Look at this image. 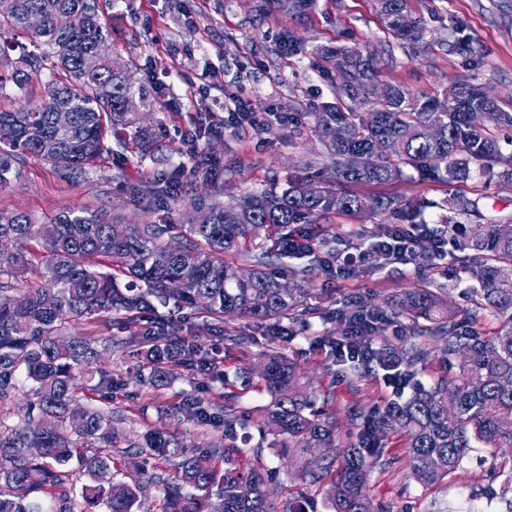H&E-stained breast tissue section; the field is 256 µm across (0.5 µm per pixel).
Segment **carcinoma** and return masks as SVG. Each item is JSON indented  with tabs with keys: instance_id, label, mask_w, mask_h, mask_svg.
<instances>
[{
	"instance_id": "carcinoma-1",
	"label": "carcinoma",
	"mask_w": 512,
	"mask_h": 512,
	"mask_svg": "<svg viewBox=\"0 0 512 512\" xmlns=\"http://www.w3.org/2000/svg\"><path fill=\"white\" fill-rule=\"evenodd\" d=\"M0 14V31L28 37L37 52L21 58L11 82L26 91L32 75L52 61L53 74L39 105L16 112L0 111V186L31 155L51 164L67 179H84L106 154L161 161L157 127L143 125L124 108L134 95L147 112L157 104V89L136 78L127 65L121 71L102 66L93 74L82 68L88 53L106 62L116 56L112 33L103 21L99 0H13ZM283 10L304 16L314 0H278ZM392 35L417 51L426 43L427 27L407 10V0H376ZM72 16L69 30L59 31L56 16ZM31 13L43 25L26 23ZM318 57L332 64L335 97L311 107V127L325 154L299 161L303 174L286 186L271 185L241 197L234 204L206 202L201 224H127L117 238L111 226L122 219L104 209H69L49 219L55 234L45 237L32 218L0 211V402L25 373L30 399L9 423L0 413V512H73L75 495L66 468L75 461L87 478L80 497L82 512H137L141 481L118 478L112 448L118 434L112 425V377L100 375L93 390L102 401L77 400L79 377L91 382L93 365L112 348L139 346V381L155 389L171 384L180 369L202 379L204 394L187 395L172 414L199 425L224 426L235 437L240 415L231 396L213 400L210 391L251 379L249 369L230 372L181 335L182 321L202 313L213 323L237 315L276 334L300 335L308 319L321 313L311 306L309 288H290L268 273L271 259L288 252L289 238L303 234L322 243L326 252L336 240L334 215L369 217L384 214L397 224H425L424 212L439 207L427 199L362 195L350 190L360 183H384L411 172L423 181L447 184L477 174L490 179L512 177V150L506 151L499 131L512 130V111L503 109L480 85L460 77L442 90L416 92L403 85L378 83L376 55L354 48H323ZM71 110L72 122L56 126L54 111ZM452 216L472 222L460 243L462 278L470 284L472 303L451 307L442 287L416 288L382 303L350 301L339 310V336L366 318L381 337L388 323L406 321L403 346L374 348L363 362L352 363L358 380L369 371L396 370L406 380L428 362L433 350L457 372L429 386L415 385L404 400L375 411L352 443L337 438L336 420L319 394L300 382L295 362L266 355L260 374L270 401L261 429L288 438L290 448H332L343 465L327 491L333 512H371L365 483L367 468L384 451L391 432L406 439L416 481L433 486L452 474L471 448H512V236L500 224L512 216L489 219L480 199L458 195L448 200ZM442 233L430 228L419 235L418 273L432 258L431 242ZM42 252L41 284L20 290L14 280L29 269V245ZM181 283L171 293L167 285ZM156 329L133 332L116 342L68 336L74 319L123 316L134 328L143 314L158 307ZM499 321L491 336L478 331L485 316ZM288 320V328L281 322ZM140 454L175 460L181 474L176 485L164 484L162 512H276L264 490L268 475L259 468L233 473L222 468L234 446L213 444L200 453L186 452L164 431H149L134 444ZM252 485L250 499L240 496Z\"/></svg>"
}]
</instances>
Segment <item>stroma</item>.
<instances>
[{"label":"stroma","mask_w":512,"mask_h":512,"mask_svg":"<svg viewBox=\"0 0 512 512\" xmlns=\"http://www.w3.org/2000/svg\"><path fill=\"white\" fill-rule=\"evenodd\" d=\"M112 43L122 59L137 69L138 78L154 76L160 105L163 155L168 169H184L177 198L161 207H146L136 186L152 179L158 167L135 159L105 156L89 178L68 180L49 164L26 156L18 174L0 188V211L23 212L35 221L69 208H106L126 223L180 224L191 201L213 196L230 203L245 192L270 182L286 183L296 175L303 155L323 147L306 116L311 103L327 101L333 87L318 69L314 54L319 47H352L361 51L392 46V56H382V81L434 92L449 81L466 77L483 85L502 102L512 101V0H408L413 17L428 29L427 45L420 55L392 45L390 32L375 0H316L304 17H292L273 8L260 9L261 0H102ZM303 40L300 52H289L283 37L288 31ZM469 41L476 56L450 52L455 41ZM209 70L214 87L210 101L231 103L244 97L251 111L299 115L298 125L273 129L245 125L207 136L210 158L220 160L218 174L192 172L185 136L194 131L202 103L197 94L198 73ZM360 194L426 198L436 206L427 210L429 224H440L438 204L453 194L480 198L486 213H512V181L473 177L464 183L442 184L408 175L383 184H359ZM276 266L296 272L295 281L313 289L323 311L292 340L270 339L257 331L246 353H233L231 366L258 365L264 355L277 352L294 361L312 389L332 395L329 414L337 419L339 438L358 436L360 414L372 403L393 400L383 372L373 371L350 381L349 368L336 364L316 346L317 339L335 332L331 317L351 295L378 303L409 288L421 287L415 264H392L369 269L357 277L327 278L309 256L279 257ZM140 358L134 349L106 353L97 368L121 378L126 388L112 403L119 449L125 450L124 479L137 475V456L130 444L140 442L150 430L162 429L182 439L187 449L218 442L229 445L223 430L179 421L171 416L183 394L196 393L188 377L177 376L164 389L141 385L137 379ZM268 401L265 390L240 391L235 404L252 435L243 453L231 455L227 466L244 470L263 467L272 472L271 499L277 512L305 505L307 512H329L326 491L340 466L335 451L319 448H282L278 437L260 436L261 410ZM385 453L367 473V491L374 512H512V501L502 490L512 483V455L475 448L461 466L440 484L425 488L413 477L403 440L389 433Z\"/></svg>","instance_id":"obj_1"}]
</instances>
